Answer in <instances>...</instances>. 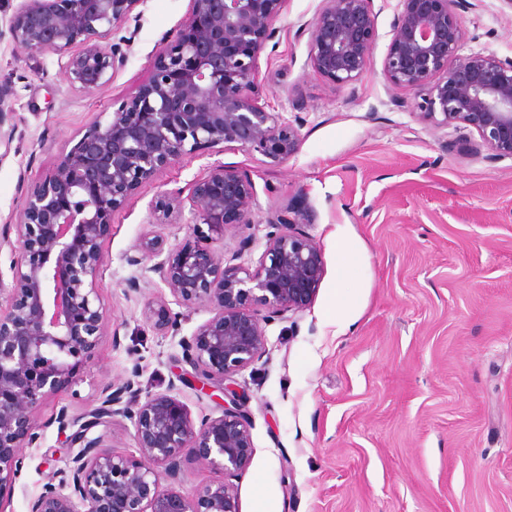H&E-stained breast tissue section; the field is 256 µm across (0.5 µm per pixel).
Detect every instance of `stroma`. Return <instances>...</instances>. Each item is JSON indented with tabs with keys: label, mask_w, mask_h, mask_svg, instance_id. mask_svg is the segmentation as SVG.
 <instances>
[{
	"label": "stroma",
	"mask_w": 512,
	"mask_h": 512,
	"mask_svg": "<svg viewBox=\"0 0 512 512\" xmlns=\"http://www.w3.org/2000/svg\"><path fill=\"white\" fill-rule=\"evenodd\" d=\"M319 6L287 0L259 60L258 102L294 122L298 152L271 165L219 144L161 169L114 212L97 291L117 336L41 405L42 436L20 479L0 491L6 512H28L67 467L74 451L54 417L63 405L83 414L105 382L131 380L145 394L174 383L193 419L223 414V394L197 391L179 344L209 310L171 304L180 322L156 330L144 312L169 291L150 259L126 262L147 237L166 251L193 241L161 205L215 161L247 176L257 198L251 223L229 226L217 253L256 266L268 214L299 204L324 262L310 308L267 322L262 360L228 383L253 443L234 479L239 512H256L261 499L275 512H512V160L491 158L467 130L433 128L415 112L418 95L386 86L395 0H374L373 60L353 85L316 74L305 26ZM191 9V0H141L112 34L129 45L126 65L91 91L68 83L58 55L0 41V88L15 123L0 161V225L93 123L148 82ZM462 17L464 50L512 57V9L502 0H472ZM340 226L357 259L343 282ZM133 274L136 292L126 288ZM339 295L355 300L342 316Z\"/></svg>",
	"instance_id": "obj_1"
}]
</instances>
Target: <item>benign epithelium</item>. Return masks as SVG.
<instances>
[{
	"mask_svg": "<svg viewBox=\"0 0 512 512\" xmlns=\"http://www.w3.org/2000/svg\"><path fill=\"white\" fill-rule=\"evenodd\" d=\"M142 0H18L0 39L31 53L66 58L65 79L90 91L124 67L127 57L107 43ZM286 0H192L186 24L157 60L151 79L104 122L87 129L27 196L15 222L0 229V249L14 253L10 283L0 270V488L21 477L26 449L41 437L39 405L53 397L108 335L96 282L101 238L112 214L158 170L205 148L236 144L279 164L297 153L299 130L258 104V64L272 37L270 22ZM374 0H321L307 25L314 71L339 87L370 67L377 39ZM462 0H396L382 62L385 84L425 92L417 105L435 127L462 126L496 158L512 159V58L488 50L461 53ZM6 91L0 89V146L10 148ZM188 228L217 241L227 226L251 223L252 182L222 162L210 165L188 199ZM307 212L288 206L267 224L258 265L225 263L202 245L163 252L150 239V266L175 301L204 306L211 317L180 339L201 383L236 400L225 380L266 351L268 319H289L312 304L324 274L320 248L299 225ZM16 240H11V236ZM158 330L173 324L168 303L148 305ZM168 390L140 397L131 380L103 385L92 399L81 444L68 468L29 502L28 512H239L230 478L250 463L248 420L233 407L195 423ZM133 420L140 457L116 451L106 433L86 431L115 416ZM198 454L223 472L221 481L191 493L175 487L183 461Z\"/></svg>",
	"mask_w": 512,
	"mask_h": 512,
	"instance_id": "1",
	"label": "benign epithelium"
}]
</instances>
